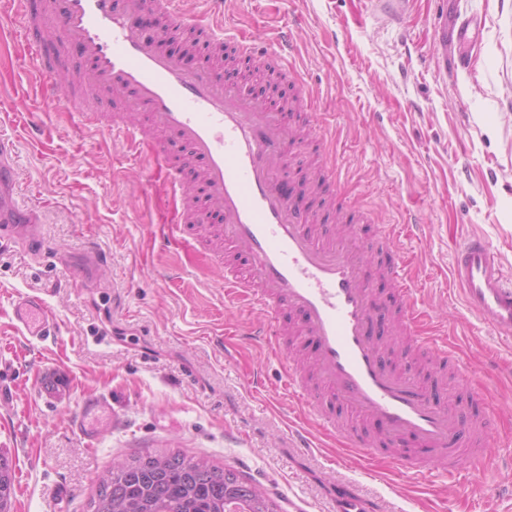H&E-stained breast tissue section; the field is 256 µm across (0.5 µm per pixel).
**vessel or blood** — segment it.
Masks as SVG:
<instances>
[{
	"label": "vessel or blood",
	"mask_w": 512,
	"mask_h": 512,
	"mask_svg": "<svg viewBox=\"0 0 512 512\" xmlns=\"http://www.w3.org/2000/svg\"><path fill=\"white\" fill-rule=\"evenodd\" d=\"M184 4L185 0H48L37 8L31 0H5L0 5V29H19L29 37L40 81L57 80L72 48H79L85 62L74 90L30 104L27 134L40 139L45 117L62 108L87 120L85 102L101 92L130 96L147 112L149 127L107 113L94 128L102 135L123 137L133 151L151 141L179 212L176 223L163 227L165 242L181 239L195 246L186 229L197 217L182 174L168 163L161 133L176 135L202 161L211 204L223 217L225 243L245 261L241 267L225 262V296L263 312V320L254 323L247 336L262 341L281 363L289 396L314 424L310 430H295L301 447H313L320 433L369 456L376 448H385L399 472L417 480L430 479L436 468L418 456L421 448L446 451L449 473L462 476L480 470L491 448L490 418L474 423L455 400L437 402L428 387L395 372L378 340L380 306L371 284L379 274L392 284L397 324L408 336L411 352L440 358L454 368L455 379L462 384L474 379L455 346L434 343L420 331L418 297L406 266L395 260L372 268L333 238L317 235L312 212L289 195L278 175L294 145L279 113L262 99L241 94L214 70L187 69L160 50L157 37L146 36L142 22L151 14L169 17L174 26L200 29L216 48L231 46L253 62H274L284 69L287 58L223 29L216 19L192 17ZM16 209L12 196H0V222L13 224L16 245L40 256L45 242L38 224L14 225ZM451 276L468 311L498 333L512 334V277L503 274L483 236L468 234L461 239ZM287 311L301 319L312 342L307 365L288 357V332L280 321ZM13 315L28 336L47 337L50 314L45 298L17 295ZM315 381L350 411L348 426H338L329 415L324 401L312 391ZM108 412L104 396L89 397L74 412L72 424L93 443L101 431L99 419ZM368 422L380 427L379 439L361 432V425Z\"/></svg>",
	"instance_id": "b4317fda"
}]
</instances>
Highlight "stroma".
Returning a JSON list of instances; mask_svg holds the SVG:
<instances>
[{"instance_id": "1", "label": "stroma", "mask_w": 512, "mask_h": 512, "mask_svg": "<svg viewBox=\"0 0 512 512\" xmlns=\"http://www.w3.org/2000/svg\"><path fill=\"white\" fill-rule=\"evenodd\" d=\"M485 18L467 69L440 70L456 55L441 39L440 14ZM224 20L256 43L293 37L294 63L280 113L297 140L279 175L324 231L356 240L372 264L403 255L429 315L430 333L459 356L498 401L512 433V338L464 307L451 280L462 233L484 235L512 272V0H227ZM23 35L0 50V139L13 145L16 198L39 209L47 252L0 247V452L14 466L10 512H92L113 461L180 449L239 471L280 512H336L350 489L370 512H512V446L459 487L445 472L419 484L385 454L300 447L295 406L276 361L238 337L253 311L224 297V267L212 248L221 232L208 194L196 251L159 242L173 203L149 161L129 158L119 137H101L69 112L52 114L40 142L15 115L27 98L60 96L32 82ZM335 183L314 174L321 159ZM390 232L383 244L381 232ZM81 275L66 285V272ZM38 291L54 328L48 339L14 326L12 298ZM104 394L112 423L90 448L69 419L84 396Z\"/></svg>"}]
</instances>
